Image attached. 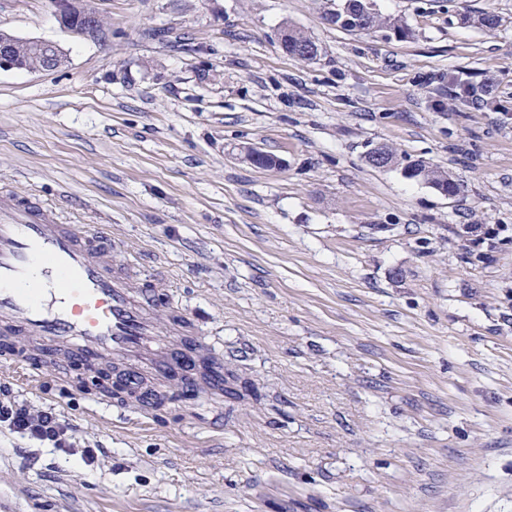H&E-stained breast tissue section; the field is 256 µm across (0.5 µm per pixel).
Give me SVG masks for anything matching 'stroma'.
<instances>
[{"mask_svg":"<svg viewBox=\"0 0 512 512\" xmlns=\"http://www.w3.org/2000/svg\"><path fill=\"white\" fill-rule=\"evenodd\" d=\"M375 2L411 36L331 25L330 0H89L90 39L52 0H0V31L67 55L0 70V196L111 225L157 338L179 308L250 390L145 409L1 342L0 388L78 452L0 427V512H512V0ZM483 12L497 28L464 23ZM457 73L493 108L454 99ZM55 4H56V8H57V15H58L59 21L64 28H66V29L70 30L71 32L78 34V35L95 37V36H97V22H98L99 31H101L102 25L100 23V20L98 18V21H97V18L94 15L87 16L85 31H83L81 28L75 29V28L70 27V25L68 24V16L73 8V2L69 1V0H57V1H55ZM281 46L289 55H301L300 59L314 60L318 56V46L316 42L288 26L284 27L281 33ZM306 53H310L309 57H305ZM404 169H411L413 171L410 177H422L437 188L447 189L448 187V191H452L455 194L458 192V184L448 173L429 167L423 161H408Z\"/></svg>","mask_w":512,"mask_h":512,"instance_id":"1","label":"stroma"}]
</instances>
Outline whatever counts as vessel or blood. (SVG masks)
<instances>
[{
	"label": "vessel or blood",
	"mask_w": 512,
	"mask_h": 512,
	"mask_svg": "<svg viewBox=\"0 0 512 512\" xmlns=\"http://www.w3.org/2000/svg\"><path fill=\"white\" fill-rule=\"evenodd\" d=\"M111 255V225L83 235L35 207L0 202V330L37 340L42 355L62 351L89 369L124 358L131 389L140 384L141 368L163 382L177 367L208 359L205 384L222 392L224 363L207 358L190 318L171 317L180 354L154 345V302L130 287Z\"/></svg>",
	"instance_id": "obj_1"
}]
</instances>
